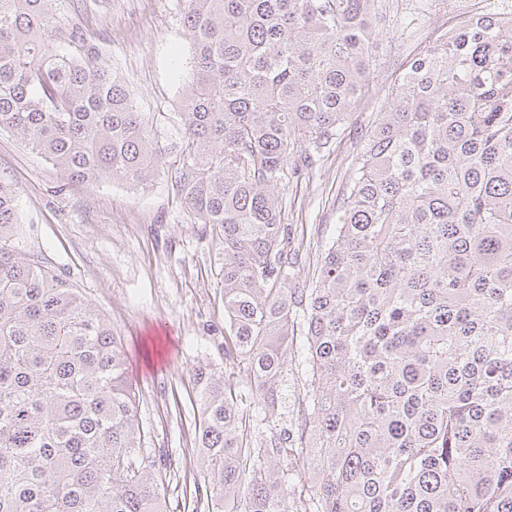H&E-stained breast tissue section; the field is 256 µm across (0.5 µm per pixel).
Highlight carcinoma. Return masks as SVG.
<instances>
[{"instance_id": "obj_1", "label": "carcinoma", "mask_w": 512, "mask_h": 512, "mask_svg": "<svg viewBox=\"0 0 512 512\" xmlns=\"http://www.w3.org/2000/svg\"><path fill=\"white\" fill-rule=\"evenodd\" d=\"M56 0H0V130L90 187L158 151L129 89ZM388 0H182L193 73L175 176L223 258L225 365L277 422L295 320L301 434L263 437L227 371L195 373L216 512H512V21L437 28L402 65L340 194L315 284L282 190L333 150L376 69ZM0 177V512H166L121 340L14 244ZM305 483L289 482L293 468Z\"/></svg>"}]
</instances>
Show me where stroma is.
<instances>
[{
  "mask_svg": "<svg viewBox=\"0 0 512 512\" xmlns=\"http://www.w3.org/2000/svg\"><path fill=\"white\" fill-rule=\"evenodd\" d=\"M405 23L385 26L377 66L335 151L310 179L283 194L302 257L294 279L316 277L334 235L338 192L368 134L391 99L400 68L449 25L447 13L421 0H398ZM96 45L114 76L132 91L160 149L146 183L63 185L59 169L0 131V177L16 183L22 225L17 247L47 262L111 323L140 391L139 421L150 459L165 458L169 512H209L205 471L196 457L194 373L224 366V299L219 244L185 206L173 175L187 160L181 122L192 48L181 0H61L53 47L72 31ZM306 348L295 337L282 385L285 420H296L308 383Z\"/></svg>",
  "mask_w": 512,
  "mask_h": 512,
  "instance_id": "obj_1",
  "label": "stroma"
}]
</instances>
